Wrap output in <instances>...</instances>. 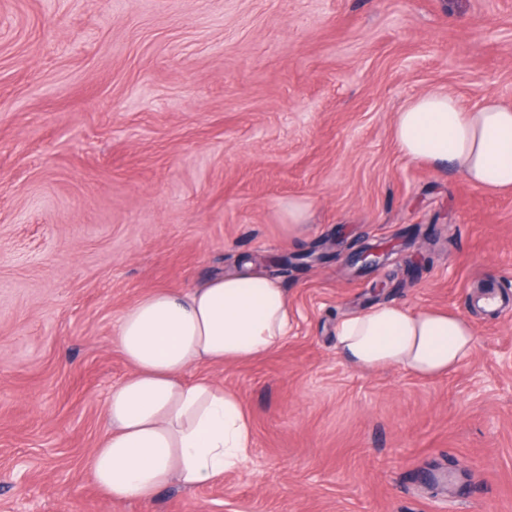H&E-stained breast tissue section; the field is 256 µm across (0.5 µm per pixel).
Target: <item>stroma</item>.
<instances>
[{"instance_id":"35a3bbf8","label":"stroma","mask_w":512,"mask_h":512,"mask_svg":"<svg viewBox=\"0 0 512 512\" xmlns=\"http://www.w3.org/2000/svg\"><path fill=\"white\" fill-rule=\"evenodd\" d=\"M433 88L512 103V0H0V512H512V192L401 154ZM356 240L388 259L357 271ZM245 260L292 322L211 371L248 460L108 500L87 460L123 311ZM378 302L466 318L470 357L351 368L336 323Z\"/></svg>"}]
</instances>
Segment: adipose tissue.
<instances>
[{
  "label": "adipose tissue",
  "instance_id": "ef3b65f1",
  "mask_svg": "<svg viewBox=\"0 0 512 512\" xmlns=\"http://www.w3.org/2000/svg\"><path fill=\"white\" fill-rule=\"evenodd\" d=\"M393 135L407 158L452 166L485 192L512 190V105L496 95L472 109L443 89L413 96ZM289 329L286 289L251 271L155 289L126 309L115 341L131 371L107 396L89 463L107 498L146 503L169 485L195 489L238 470L253 446L251 419L239 395L203 369L256 360ZM336 341L354 369L434 379L463 364L474 331L454 313L381 303L341 320Z\"/></svg>",
  "mask_w": 512,
  "mask_h": 512
}]
</instances>
